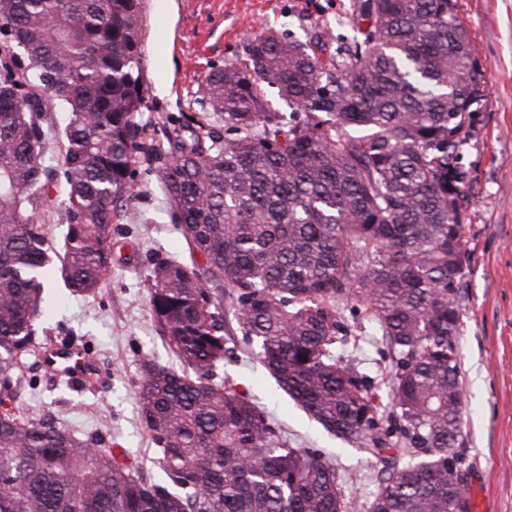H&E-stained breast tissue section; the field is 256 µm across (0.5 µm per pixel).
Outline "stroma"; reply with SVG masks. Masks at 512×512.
Returning a JSON list of instances; mask_svg holds the SVG:
<instances>
[{
  "label": "stroma",
  "instance_id": "stroma-1",
  "mask_svg": "<svg viewBox=\"0 0 512 512\" xmlns=\"http://www.w3.org/2000/svg\"><path fill=\"white\" fill-rule=\"evenodd\" d=\"M352 0H144L142 121L157 143L200 115L199 88L214 68L244 58L249 37L270 27L296 40L314 24L331 23L335 45L356 36L348 21ZM475 56L484 73L483 96L466 126L459 166L465 276L459 298L457 340L463 386V436L471 467L465 475L472 512H512V0H458ZM134 220H116L112 233L126 244L100 295L71 298L37 324L43 345L74 339L102 369L97 393L49 376L38 356L26 370L28 387L17 407L39 417L53 411L77 429L107 424L115 453L150 475L155 451L141 421L142 362L169 366L176 359L156 332L146 299L145 269L153 255L187 257L170 218V203L147 165H138L124 203ZM234 356L220 376L247 395L276 423L289 444L322 448L349 481L347 494L371 500L382 461L356 444L327 434L285 396L238 330L228 339Z\"/></svg>",
  "mask_w": 512,
  "mask_h": 512
}]
</instances>
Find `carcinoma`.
<instances>
[{
  "label": "carcinoma",
  "mask_w": 512,
  "mask_h": 512,
  "mask_svg": "<svg viewBox=\"0 0 512 512\" xmlns=\"http://www.w3.org/2000/svg\"><path fill=\"white\" fill-rule=\"evenodd\" d=\"M349 22L344 49L325 24L305 41L254 32L160 148L141 122L142 0H0V512H353L326 452L289 445L218 377L225 296L276 389L383 461L366 512H470L454 162L483 72L455 0H353ZM268 88L303 118L271 111ZM142 156L204 258L146 268L182 366L142 364L156 478L115 456L106 425L16 407L52 284L102 289ZM350 319L390 361L374 377L344 361Z\"/></svg>",
  "instance_id": "carcinoma-1"
}]
</instances>
